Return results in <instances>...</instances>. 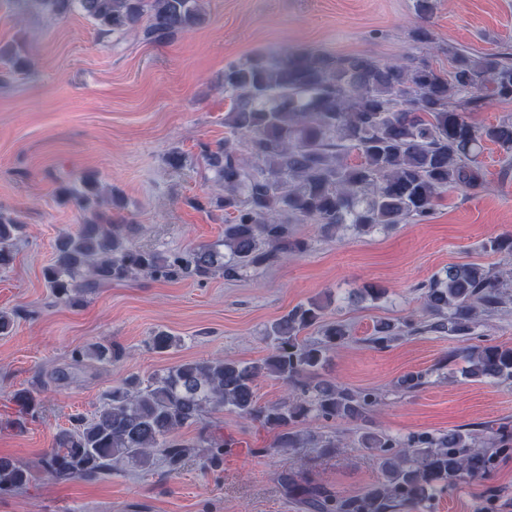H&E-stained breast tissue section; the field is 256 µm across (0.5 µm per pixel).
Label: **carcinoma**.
<instances>
[{
	"mask_svg": "<svg viewBox=\"0 0 512 512\" xmlns=\"http://www.w3.org/2000/svg\"><path fill=\"white\" fill-rule=\"evenodd\" d=\"M34 6L50 19L75 11L92 19L105 35L139 30L150 43H166L200 25L202 0H14ZM435 0H416L422 24L415 43L428 46V22ZM443 74L425 59L382 62L369 55L321 52L261 53L224 67V92L232 106L224 116L228 135L202 156L223 193L196 202L224 212V233L214 243L182 252L141 249L129 242L132 221L122 216L118 194L88 175L60 187V198L84 212L76 233L55 241L52 261L43 270L55 301L76 307L114 282L143 273L155 279L199 281L216 274L237 279L304 253L309 244L291 233L292 224H316L326 236L344 227L356 234L408 221L427 220L450 192L475 194L485 188L479 161L483 145L512 154V118L481 124L474 114L492 101L512 102V54L496 49L478 55L448 52ZM357 152L358 161L350 160ZM23 224L15 212L0 210V267L13 260ZM487 251L512 259V234L491 238ZM512 303V271L494 272L476 264H454L436 273L422 289L424 330L444 332L464 343L452 357L465 363L472 381L512 382V347L467 346L482 317ZM327 304L309 300L277 319L267 330L269 352L243 363L224 357L190 360L143 381L131 376L107 390L91 418L76 416L54 435L45 454L46 473L57 479L87 478L112 471L125 461L143 467L161 454L171 472L188 454L180 431L203 423L212 411L229 409L276 432L274 447L302 448L314 436L299 430L311 417L364 421L377 401L319 377L326 353L345 342L348 327L326 319ZM316 327L323 340L302 333ZM398 326L375 324L368 343L385 349ZM166 330L149 337L154 352L181 346ZM120 346L96 343L76 353L110 363ZM274 376L291 390L292 400L263 405L256 394L260 377ZM426 374L404 375L399 386L412 392ZM15 401L27 412L41 404L38 393L21 390ZM484 430L393 437L364 430L362 447L378 460L381 478L356 495L288 483L310 494L318 512H423L462 482L491 476L497 461L512 454V435L483 441ZM207 462H222L224 443L200 436ZM28 470L0 457V491L26 485Z\"/></svg>",
	"mask_w": 512,
	"mask_h": 512,
	"instance_id": "cac0c4a2",
	"label": "carcinoma"
}]
</instances>
